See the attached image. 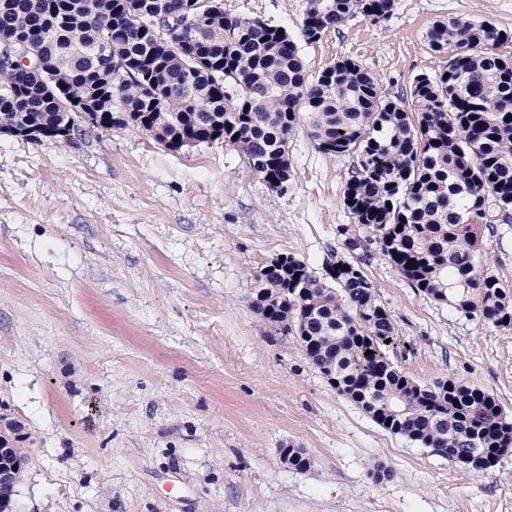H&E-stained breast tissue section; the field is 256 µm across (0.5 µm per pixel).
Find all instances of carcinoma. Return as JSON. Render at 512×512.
Masks as SVG:
<instances>
[{
  "label": "carcinoma",
  "mask_w": 512,
  "mask_h": 512,
  "mask_svg": "<svg viewBox=\"0 0 512 512\" xmlns=\"http://www.w3.org/2000/svg\"><path fill=\"white\" fill-rule=\"evenodd\" d=\"M186 0H0V45L24 41L42 61L0 73V127H41L66 141L82 127L132 128L171 151L224 141L270 182L290 175L289 140L306 124L329 155L356 157L343 205L382 253L430 299L494 327L512 325V293L486 261L485 234L512 222V57L509 34L450 18L426 33L448 57L413 80L410 98L381 95L376 78L343 57L310 76L288 31L224 12L213 0L191 64L175 18ZM165 5L160 30L142 25ZM394 0H306L301 37L317 42L360 13L379 22ZM109 43L100 48L97 43ZM95 108L92 120L49 92ZM319 278L299 259L254 277L253 307L294 337L311 366L385 430L483 471L512 453V416L490 392L454 379L420 383L390 361L391 316L361 267L337 260ZM371 350L373 354L365 355ZM284 464L304 469L291 448Z\"/></svg>",
  "instance_id": "obj_1"
}]
</instances>
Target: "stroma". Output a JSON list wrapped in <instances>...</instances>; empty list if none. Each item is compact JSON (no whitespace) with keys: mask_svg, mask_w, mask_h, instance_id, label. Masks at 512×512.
Listing matches in <instances>:
<instances>
[{"mask_svg":"<svg viewBox=\"0 0 512 512\" xmlns=\"http://www.w3.org/2000/svg\"><path fill=\"white\" fill-rule=\"evenodd\" d=\"M305 0H224L298 32ZM512 35V0H395L300 43L309 74L350 57L383 96L441 69L448 18ZM281 195L232 147L177 152L132 129L70 141L0 135V422L24 449L14 512H512V453L480 473L378 426L251 307L255 274L291 253L316 276L360 261L398 341L394 365L451 378L512 413V327L428 299L342 203L354 159L305 129ZM512 291V224L486 243ZM305 449L309 467L279 448ZM389 480L375 481L376 466Z\"/></svg>","mask_w":512,"mask_h":512,"instance_id":"stroma-1","label":"stroma"}]
</instances>
